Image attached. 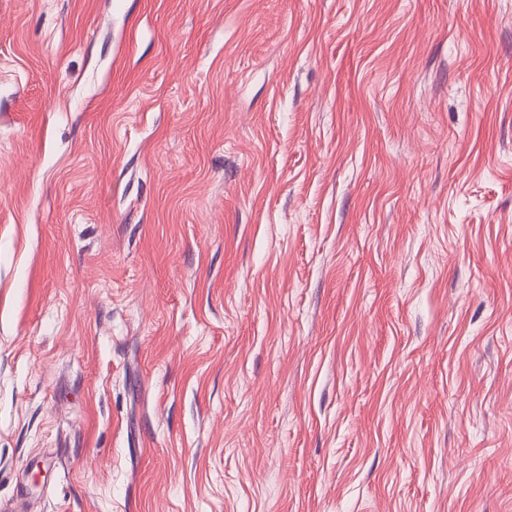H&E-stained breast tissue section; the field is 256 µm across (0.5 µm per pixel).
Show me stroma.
<instances>
[{
	"label": "stroma",
	"instance_id": "1",
	"mask_svg": "<svg viewBox=\"0 0 512 512\" xmlns=\"http://www.w3.org/2000/svg\"><path fill=\"white\" fill-rule=\"evenodd\" d=\"M0 502L512 512V0H0Z\"/></svg>",
	"mask_w": 512,
	"mask_h": 512
}]
</instances>
